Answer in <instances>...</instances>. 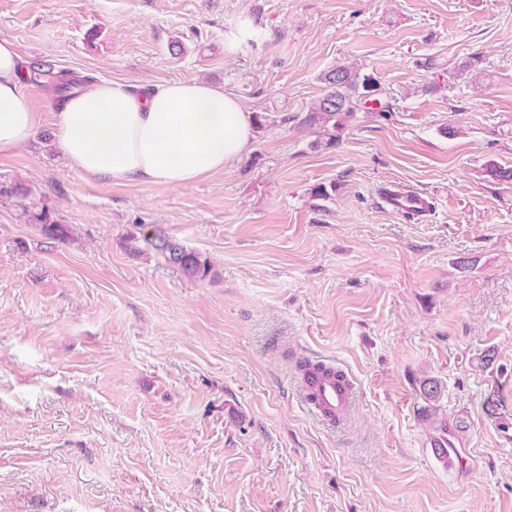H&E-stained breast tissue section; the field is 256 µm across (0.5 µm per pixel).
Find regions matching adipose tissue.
I'll return each instance as SVG.
<instances>
[{"instance_id":"obj_1","label":"adipose tissue","mask_w":512,"mask_h":512,"mask_svg":"<svg viewBox=\"0 0 512 512\" xmlns=\"http://www.w3.org/2000/svg\"><path fill=\"white\" fill-rule=\"evenodd\" d=\"M14 45L0 41V155L23 147L39 115L23 92ZM64 155L90 177L184 188L223 172L253 146V121L238 98L203 79L139 91L94 84L55 115Z\"/></svg>"}]
</instances>
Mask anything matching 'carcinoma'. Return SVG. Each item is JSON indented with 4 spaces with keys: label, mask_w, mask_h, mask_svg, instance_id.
<instances>
[{
    "label": "carcinoma",
    "mask_w": 512,
    "mask_h": 512,
    "mask_svg": "<svg viewBox=\"0 0 512 512\" xmlns=\"http://www.w3.org/2000/svg\"><path fill=\"white\" fill-rule=\"evenodd\" d=\"M47 74L50 75V86L59 101L68 98L90 81L88 76L79 77L65 70H49ZM323 80L326 85L325 92L310 109L309 119L313 121H334L339 115L354 112L361 103L379 100L381 95L378 83L367 76H360L358 70L351 65L336 66L324 75ZM151 245L166 261L185 274L202 277L206 275L207 264L201 261L197 253L186 249L179 242L157 235ZM420 393L427 402V406L423 407L425 416L436 415L437 409L430 408V405L440 397V384L434 379L425 378L420 381Z\"/></svg>",
    "instance_id": "obj_1"
}]
</instances>
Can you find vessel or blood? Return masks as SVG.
<instances>
[{
    "mask_svg": "<svg viewBox=\"0 0 512 512\" xmlns=\"http://www.w3.org/2000/svg\"><path fill=\"white\" fill-rule=\"evenodd\" d=\"M385 201L394 211L420 217L429 210L428 200L417 192L393 191ZM301 399L313 416L330 426L341 425L355 399L352 380L345 374L314 366L303 375Z\"/></svg>",
    "mask_w": 512,
    "mask_h": 512,
    "instance_id": "b4317fda",
    "label": "vessel or blood"
}]
</instances>
